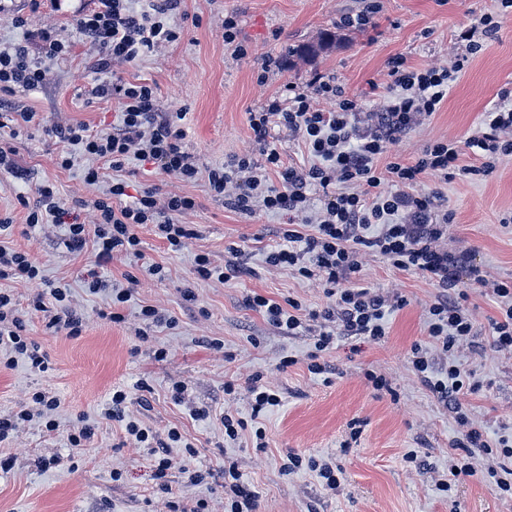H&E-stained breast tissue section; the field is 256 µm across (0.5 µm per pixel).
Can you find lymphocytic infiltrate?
Returning a JSON list of instances; mask_svg holds the SVG:
<instances>
[{
  "label": "lymphocytic infiltrate",
  "mask_w": 512,
  "mask_h": 512,
  "mask_svg": "<svg viewBox=\"0 0 512 512\" xmlns=\"http://www.w3.org/2000/svg\"><path fill=\"white\" fill-rule=\"evenodd\" d=\"M172 0H148L146 7L133 9L129 0H100V8L79 17L75 29L98 51L96 68L106 78L91 85L86 94L117 103L120 119L111 131L97 132L78 122L54 127L55 137L68 148L57 158L62 169L72 168L77 155L109 162L123 168L136 159L151 163L160 172L192 184L205 181L211 195L245 215L261 210L286 216L278 240L267 247L264 264L290 271L297 278L321 283L329 299L320 311L304 310L293 297L278 301L259 293L247 295L246 305L284 336L298 335L317 323L313 345L306 354L310 373H330L322 356L345 337L379 342L387 336L388 313L401 309L403 297H390L376 289L360 286L363 258L372 254L387 265L422 275L436 294L428 314V336L442 352L435 361L422 345L411 348V364L420 382L465 429L448 467L449 479L438 482L440 491H449L454 480L472 475L474 462H484L485 483L500 495H512V439L489 440L469 425L462 398L475 391L477 383L456 364L454 353L469 342L474 324L466 306L471 288H491L497 301V317L491 320L492 346L512 353V279L489 280L470 251L448 245V226L453 214L445 209L438 192L419 190L422 176L440 182L456 176L479 180L492 174L506 157H512V91L505 90L499 101L482 115L475 131L462 141L436 140L423 146L414 162H404L396 145L408 135L421 116H432L447 100L448 92L464 72L473 55L495 38L499 23L493 14L477 16L468 27L455 32L459 51L450 65H411L404 56L387 62L378 111H364L359 100L344 95L333 76L316 74L305 89L288 86L287 98L272 97L260 111L251 113L249 124L262 146L261 161L232 157L224 165L201 169L187 151L186 114L160 111L155 89L146 83L127 82L112 77L116 62H132L178 40L179 34L167 21ZM45 72L30 55L28 44L0 47V92L15 94L40 87ZM36 115L21 110L0 113V170L18 174L15 140L36 127ZM286 127L299 137L309 160L303 165L285 163L276 146L269 143L272 129ZM27 208L29 227L62 224L66 244L74 251L86 243L95 247L96 266L87 270L82 282L90 293H106L110 301L100 316L122 323L124 305L133 296L140 277L166 280L164 264L146 260L140 226H150L153 234L172 252L182 251L195 230L179 218L196 206L189 195H160L157 188L131 190L124 180L112 182L105 196L92 201L95 226L77 221L61 205L50 185L37 187L35 204L19 197ZM123 255L140 263V276L128 277L120 285L102 279L99 270ZM197 277L203 281L226 282L254 275L244 251L229 248L223 263L209 254L193 259ZM40 281L44 287L29 302L32 311L45 313L47 328L69 336L82 332V320L71 307L68 283L47 280L40 264L30 254L0 244V282ZM25 361L30 370L48 369L46 356L25 334V320L13 296L0 291V366L14 367ZM251 406L250 419L224 414L221 423L226 441L249 436L252 448L267 446L266 431L257 426L261 413L281 402L279 394L253 376L246 387ZM34 409L0 415V442L40 418L47 431L57 423L51 414L59 400L46 391H37ZM129 393L113 389L102 410L105 418L123 423L130 440L153 449L156 474L167 477L172 449L195 456L178 428H170L159 439L127 411ZM316 472L329 490H337L344 471L332 459L305 456L293 451L283 458L279 473L287 477L300 470ZM257 496L242 480L236 461L224 462V512H256Z\"/></svg>",
  "instance_id": "lymphocytic-infiltrate-1"
}]
</instances>
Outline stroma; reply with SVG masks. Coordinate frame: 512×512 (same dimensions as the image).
<instances>
[{"mask_svg":"<svg viewBox=\"0 0 512 512\" xmlns=\"http://www.w3.org/2000/svg\"><path fill=\"white\" fill-rule=\"evenodd\" d=\"M98 5V0H9L6 14L0 15V46L46 30L71 44L72 50L64 62L42 59L46 76L41 88L1 94L0 102L36 112L42 128L84 122L95 130L111 131L115 103L84 94L102 78L95 67L97 52L73 26L77 14ZM361 5V0H182L167 14L168 22L180 30L179 39L150 56L115 64L114 70L126 81L152 84L164 109L187 111V149L201 168L208 169L232 156L260 160L261 147L249 115L282 94L285 85L302 87L312 74L328 73L346 95L361 101L364 111H377L379 98L371 86L384 82L389 57L405 56L415 66L448 64L454 31L497 9L495 0H382L376 30L364 33L341 27L342 15ZM228 14L239 20V38L248 45V56H236L224 44ZM14 15L26 18L27 27H14ZM499 22L496 38L471 59L439 112L399 143L404 159L414 158L428 142L464 139L482 112L497 102L501 89H512V14L500 16ZM329 31L340 34L330 52L315 59L289 55V45L316 41ZM267 56L278 58L282 66L261 83L257 70ZM42 128L15 141L16 160L26 177L0 172V216L13 219L10 246L42 263L47 278L71 284L72 306L83 318V331L70 337L47 329L44 314L28 309L38 284H11L19 309L26 313V334L47 355L50 370L34 373L22 363L0 368V414L30 406L31 393L44 390L60 402L54 412L59 427L48 432L33 423L0 443V456L15 461L10 472H0V512H168L158 492L150 449L127 439L119 423L101 415L118 386L131 391L130 416L161 436L178 427L197 450L191 462L210 471L202 484L184 487L179 472L190 461L181 449H172L167 480L175 501L187 512L201 497L207 499L209 512H224L221 473L228 455L237 459L245 480L257 492V512H512V500L496 496L481 473L464 478L447 497L435 486L436 474L446 469L461 429L409 364L412 344L430 342L426 310L436 290L422 276L393 269L373 255L364 257L363 286L404 296L407 304L392 316L384 341H339L324 357L338 375L332 383H323L307 369L309 336L279 335L245 304L253 292L277 299L291 296L310 309L327 303L317 282L300 280L284 269H265L262 251L275 244L280 216L234 212L209 193L205 182L187 184L139 161L119 170L102 166L99 184L87 185L82 170L88 159L79 158L69 170L58 168L56 157L63 144ZM116 178L196 200L195 209L181 221L197 236L182 253H171L150 227L139 228L146 258L165 264L169 277L162 282L141 278L121 324L101 319L98 312L106 304L105 295L88 293L82 286L83 272L95 263L94 252L67 249L58 225L30 229L27 211L18 203L22 196L35 199L37 186L47 181L65 208L92 225L96 216L85 200L103 196ZM420 187L442 192L445 206L453 212L449 245L471 250L489 279L512 277V157L483 180L459 176L443 184L426 177ZM231 246L248 253L256 276L225 283L195 278V253H208L220 263ZM186 286L194 288V302L184 301L181 290ZM145 304L166 311L175 327L158 329L149 340H141L139 310ZM468 306L475 336L461 347L458 360L473 372L480 388L465 401L473 426L494 440L512 434V353L491 345L490 319L496 303L490 290L470 289ZM213 339L223 342V350L210 347ZM158 348L166 350L164 360L154 358ZM288 355L296 357V364L278 370L279 361ZM371 370L390 380L392 393L373 390L365 378ZM259 372L282 398L260 418L268 446L260 452L243 446L225 448L220 417L226 412L249 417L245 387ZM141 379L147 380V391L136 390ZM180 380L188 385L182 405L171 399V385ZM228 382L236 384V395H225ZM192 405L209 408L211 417L191 418ZM81 416L95 428L85 451L64 465L39 468L41 459L67 455V435ZM355 422L362 434L354 441L350 426ZM414 448L431 464V471L403 461L404 452ZM291 450L335 456L345 470L341 488L325 491L318 476L308 471L282 478L278 462ZM116 471L121 474L117 482L112 479Z\"/></svg>","mask_w":512,"mask_h":512,"instance_id":"stroma-1","label":"stroma"}]
</instances>
